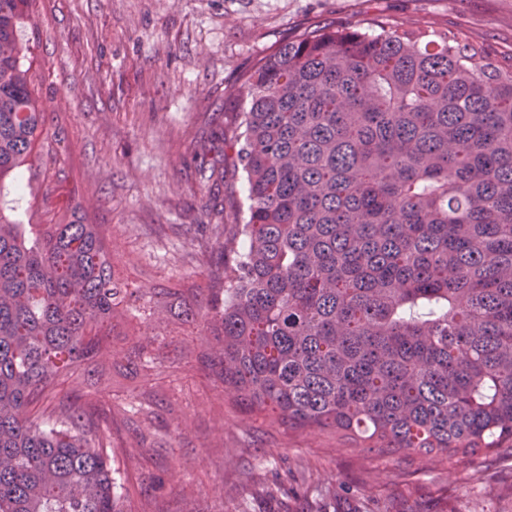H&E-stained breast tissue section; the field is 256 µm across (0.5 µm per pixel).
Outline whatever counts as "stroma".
<instances>
[{
  "instance_id": "stroma-1",
  "label": "stroma",
  "mask_w": 512,
  "mask_h": 512,
  "mask_svg": "<svg viewBox=\"0 0 512 512\" xmlns=\"http://www.w3.org/2000/svg\"><path fill=\"white\" fill-rule=\"evenodd\" d=\"M23 32L49 147L0 182V215L103 225L129 288L204 298L223 257L213 224L237 223L245 181L224 167V212L209 211L200 141L233 135L245 73L314 23L359 27L382 14L462 30L512 55V0H31ZM160 373L122 374L106 347L81 394L149 407L116 414L112 473L125 512H512V464L354 450L340 435L288 431L232 409L204 366L201 326L162 311L135 319ZM281 495L271 498L268 486Z\"/></svg>"
}]
</instances>
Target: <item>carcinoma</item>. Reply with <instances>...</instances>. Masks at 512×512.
<instances>
[{"mask_svg":"<svg viewBox=\"0 0 512 512\" xmlns=\"http://www.w3.org/2000/svg\"><path fill=\"white\" fill-rule=\"evenodd\" d=\"M28 20L0 0V182L48 139ZM242 95L203 153L247 185L233 237L215 225L233 261L176 314L206 326L225 400L361 452L512 460V61L374 17L296 35ZM119 269L101 224L0 216V512H122L112 440L71 394L106 339H134L136 302L183 291L130 292Z\"/></svg>","mask_w":512,"mask_h":512,"instance_id":"obj_1","label":"carcinoma"}]
</instances>
